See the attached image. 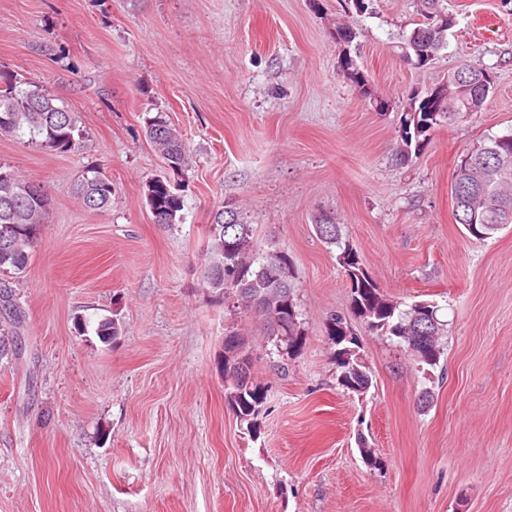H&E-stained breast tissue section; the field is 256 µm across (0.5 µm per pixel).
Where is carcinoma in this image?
Masks as SVG:
<instances>
[{
	"label": "carcinoma",
	"instance_id": "obj_1",
	"mask_svg": "<svg viewBox=\"0 0 512 512\" xmlns=\"http://www.w3.org/2000/svg\"><path fill=\"white\" fill-rule=\"evenodd\" d=\"M421 2L425 21L401 46L402 60L416 68L427 65L447 46L448 29L453 27V18H441L439 0ZM455 74L467 85L483 86L486 96L493 91L494 84L483 85L482 77L488 72L480 64L464 63ZM467 113L464 101H450L435 87L424 93H410L401 124L399 160L411 161L428 144L432 130ZM144 124L147 138L163 154L168 167L174 172L183 170L186 151L167 115H147ZM0 135L26 136L43 150L66 153L79 146L82 129L77 113L56 104L46 87L22 82L0 70ZM469 171L486 172L489 183L478 184L468 177ZM1 172L9 178H0V231L7 224L14 225V231L6 240L0 237V356L24 322L12 282L4 276L27 268L36 241L30 227L45 223L41 202L49 198L44 185L25 179L2 164ZM24 186L33 191L24 193ZM452 194L454 219L470 236L486 239L498 232L496 226L512 224V132L490 138L462 156L453 173ZM77 195L84 209L103 212L112 205V179L93 171L82 178ZM146 199L152 215L159 216L158 224L176 223L184 207L182 195L161 177L149 183ZM314 228L322 242L340 250L338 261L349 281L353 313L371 331L403 342L419 366H437L443 349L438 340L442 324L436 306L418 302L407 309L400 308L369 276L359 253L341 240L335 218L321 215L315 219ZM207 237L210 262L203 273L207 285L224 296H233L236 308L254 317L264 334L272 337L286 355L296 352L302 344V332L292 293L294 267L288 252L259 243L253 226L229 207L213 213ZM328 334L338 346V384L354 393L365 392L372 378L368 368L357 363L358 340L340 316L331 319ZM225 335L233 338V344L224 348L225 397L236 416L248 420L266 399L265 390L251 378L252 358L242 335L234 329L226 330Z\"/></svg>",
	"mask_w": 512,
	"mask_h": 512
}]
</instances>
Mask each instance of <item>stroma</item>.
Listing matches in <instances>:
<instances>
[{
    "instance_id": "35a3bbf8",
    "label": "stroma",
    "mask_w": 512,
    "mask_h": 512,
    "mask_svg": "<svg viewBox=\"0 0 512 512\" xmlns=\"http://www.w3.org/2000/svg\"><path fill=\"white\" fill-rule=\"evenodd\" d=\"M366 2L0 0V69L83 127L64 154L0 135V162L50 194L0 358V512H512V225L471 237L451 193L460 157L512 131V0H442L448 46L420 69L399 57L420 0ZM340 23L361 33L365 87L340 68ZM465 60L492 71L493 92L400 162L409 90ZM148 111L181 133L182 172L148 140ZM92 168L112 180L103 212L75 196ZM158 177L184 198L176 223L153 221ZM227 205L293 260V356L202 280L206 226ZM322 213L387 297L438 306L436 367L352 313ZM336 315L372 375L361 396L336 381ZM104 318L120 327L107 341ZM230 325L266 389L250 422L224 398Z\"/></svg>"
}]
</instances>
